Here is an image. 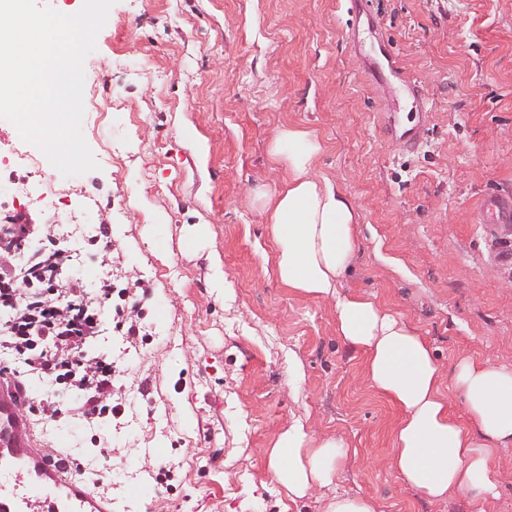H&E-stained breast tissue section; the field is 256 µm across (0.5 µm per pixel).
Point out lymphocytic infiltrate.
<instances>
[{
    "instance_id": "obj_1",
    "label": "lymphocytic infiltrate",
    "mask_w": 512,
    "mask_h": 512,
    "mask_svg": "<svg viewBox=\"0 0 512 512\" xmlns=\"http://www.w3.org/2000/svg\"><path fill=\"white\" fill-rule=\"evenodd\" d=\"M51 224L11 218L0 225V378L26 384L29 377L75 394L72 412L94 425L120 413L112 403V364L90 355L101 333L112 282L88 292L77 279H63L71 256L49 247L26 255L34 238L52 240Z\"/></svg>"
}]
</instances>
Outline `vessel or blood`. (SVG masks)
<instances>
[{
    "mask_svg": "<svg viewBox=\"0 0 512 512\" xmlns=\"http://www.w3.org/2000/svg\"><path fill=\"white\" fill-rule=\"evenodd\" d=\"M480 211L495 223H512L511 200L484 198ZM20 404L15 388L0 383V477L13 481L0 484V512H107L86 485L65 478L63 461L33 449Z\"/></svg>",
    "mask_w": 512,
    "mask_h": 512,
    "instance_id": "b4317fda",
    "label": "vessel or blood"
}]
</instances>
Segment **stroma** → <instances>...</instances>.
I'll use <instances>...</instances> for the list:
<instances>
[{"instance_id":"35a3bbf8","label":"stroma","mask_w":512,"mask_h":512,"mask_svg":"<svg viewBox=\"0 0 512 512\" xmlns=\"http://www.w3.org/2000/svg\"><path fill=\"white\" fill-rule=\"evenodd\" d=\"M83 102L99 168L81 176L33 146L34 164L17 166L19 133L0 119V220L61 225L78 252L67 276L91 292L111 278L112 306L140 335L109 321L90 345L112 360L122 417L87 425L58 393L57 421L30 418L37 449L71 461L68 477L112 512H323L338 493L380 512H512V448L479 507L431 503L403 480L401 410L338 335L333 302L280 282L255 198L285 175L270 155L278 130L311 131L314 174L359 214L342 292L427 339L467 421L458 361L512 369V223L478 212L484 195L512 198V0H116L84 62ZM19 175L46 206L13 197ZM101 224L105 244L91 240ZM137 286L134 306L120 291ZM297 417L349 456L294 501L269 452Z\"/></svg>"}]
</instances>
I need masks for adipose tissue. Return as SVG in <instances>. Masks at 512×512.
Returning <instances> with one entry per match:
<instances>
[{
  "instance_id": "adipose-tissue-1",
  "label": "adipose tissue",
  "mask_w": 512,
  "mask_h": 512,
  "mask_svg": "<svg viewBox=\"0 0 512 512\" xmlns=\"http://www.w3.org/2000/svg\"><path fill=\"white\" fill-rule=\"evenodd\" d=\"M321 150L305 130L280 129L272 153L287 174L276 190L258 196L277 244L280 281L315 300L335 303L336 330L367 356L370 385L403 411L394 465L431 501L452 494L487 501L497 497L503 474L496 452L512 446V371L466 357L453 380L469 422L454 416L441 386L444 374L428 342L401 317L360 294L339 291L354 252L358 214L344 194L312 173ZM347 457L342 439L321 436L295 420L270 452V465L289 497L326 487Z\"/></svg>"
}]
</instances>
